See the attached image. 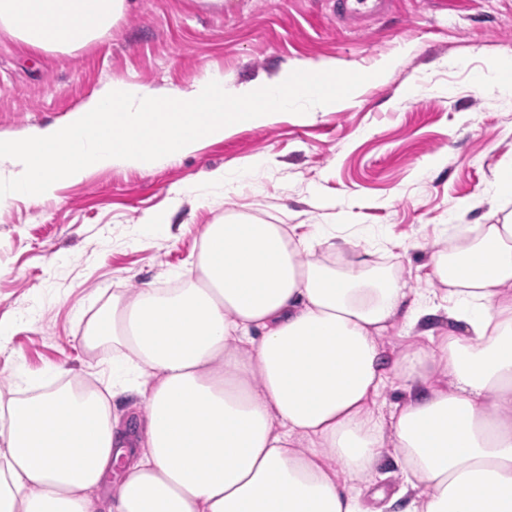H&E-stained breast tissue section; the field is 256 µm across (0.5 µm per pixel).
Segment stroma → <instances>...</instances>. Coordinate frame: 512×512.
I'll use <instances>...</instances> for the list:
<instances>
[{"instance_id": "stroma-1", "label": "stroma", "mask_w": 512, "mask_h": 512, "mask_svg": "<svg viewBox=\"0 0 512 512\" xmlns=\"http://www.w3.org/2000/svg\"><path fill=\"white\" fill-rule=\"evenodd\" d=\"M512 46V0H396L361 25L336 22V0H136L134 11L91 46L34 53L0 34V138L69 119L106 82L183 85L211 68L225 87L305 62L340 70L394 64L332 112L283 113L244 127L163 168H114L54 197L0 206V388L50 367L81 380L91 363L80 316L113 289L165 286L188 268L201 234L225 214L271 224H360L399 245L405 270L429 257L451 217L497 224L512 200L494 194L512 165V95L486 76ZM273 165L200 200L189 192L216 169L239 172L257 155ZM166 232L136 228L149 213Z\"/></svg>"}]
</instances>
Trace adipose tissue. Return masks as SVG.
<instances>
[{
  "mask_svg": "<svg viewBox=\"0 0 512 512\" xmlns=\"http://www.w3.org/2000/svg\"><path fill=\"white\" fill-rule=\"evenodd\" d=\"M130 7L0 0V31L69 54ZM453 236L421 292L381 231L206 225L177 287L113 293L87 319L105 387L55 368L0 396V512H372L361 486L388 455L391 512H512V215ZM397 326L412 338L390 366ZM394 370L406 394L384 413Z\"/></svg>",
  "mask_w": 512,
  "mask_h": 512,
  "instance_id": "1",
  "label": "adipose tissue"
}]
</instances>
